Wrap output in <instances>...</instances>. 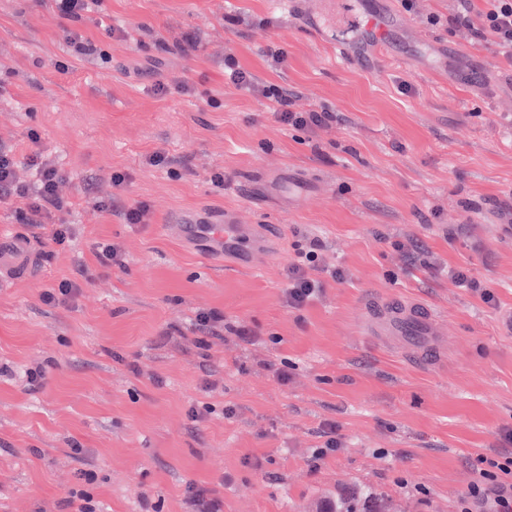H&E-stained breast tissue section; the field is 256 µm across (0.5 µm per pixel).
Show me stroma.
I'll return each instance as SVG.
<instances>
[{"mask_svg":"<svg viewBox=\"0 0 512 512\" xmlns=\"http://www.w3.org/2000/svg\"><path fill=\"white\" fill-rule=\"evenodd\" d=\"M455 8L101 0L62 23L53 0H0V144L67 173V207L44 226L19 221L31 198L0 202V226L36 263L0 285V512H76L82 489L101 512H188L191 482L222 512H323L371 490L381 512H460L478 457L505 454L512 426V61L449 27ZM366 16L390 20L384 47L357 30L337 63V36ZM74 31L98 54H74ZM189 34L198 51H184ZM228 51L258 83L294 90L295 110L326 106L340 122H278L225 80ZM156 78L191 91L155 95ZM157 151L166 166L147 165ZM86 178L118 208L89 204ZM140 203L148 222L125 223ZM180 211L211 224L235 213L267 243L257 267L176 235ZM312 237L343 277L296 309L286 271ZM105 244L119 250L109 270ZM458 267L496 306L455 283ZM64 281L72 298L44 302ZM392 302L434 309L428 333L368 335ZM209 311L222 328L199 329ZM329 422L342 447L313 460Z\"/></svg>","mask_w":512,"mask_h":512,"instance_id":"35a3bbf8","label":"stroma"}]
</instances>
